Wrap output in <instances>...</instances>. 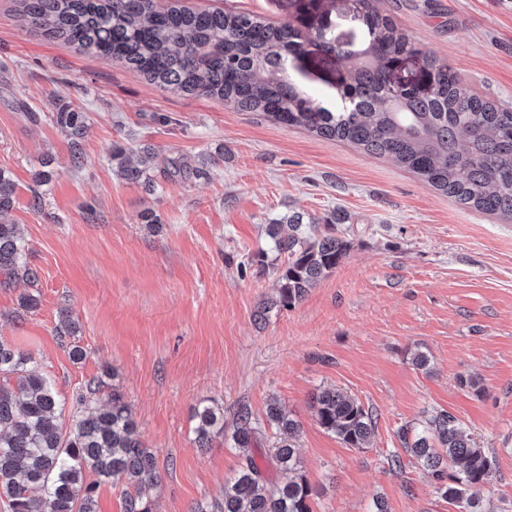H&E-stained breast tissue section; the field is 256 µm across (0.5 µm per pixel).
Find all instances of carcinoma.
<instances>
[{
    "label": "carcinoma",
    "instance_id": "carcinoma-1",
    "mask_svg": "<svg viewBox=\"0 0 512 512\" xmlns=\"http://www.w3.org/2000/svg\"><path fill=\"white\" fill-rule=\"evenodd\" d=\"M32 26L77 48L110 57L149 81L188 95L218 99L238 111L262 112L331 141L388 156L448 195L459 205L512 223V109L462 84L447 64L431 56L426 68L434 91H394L388 64L415 44L378 0H358L369 38L347 56L344 94L356 111L332 112L288 81L287 60L309 45L325 54L332 43H314L311 0H290L295 23L275 25L247 13L193 11L163 0H19ZM69 132L74 163L81 159L78 138L86 127L81 112L56 113ZM112 160L126 180H138L154 156L142 150L130 166L125 149ZM15 203V183L0 168V283L22 286L26 311L39 305L27 287L38 279L28 262V243L18 225L4 220ZM265 233L287 265L278 276L271 305L292 307L346 257L350 244L293 213L266 225ZM29 354L0 339V498L10 512H97L103 483L120 486L124 512H154L143 487L158 486L156 460L138 431L132 409L116 386L86 415L63 430L66 402L54 382L28 368ZM317 424L349 448H363L375 433L372 412L354 396L319 388L310 398ZM195 442L208 448L224 436V409L209 399L194 408ZM281 435L278 446L257 462L266 427ZM301 424L275 398L265 418L238 415L230 436L243 448L224 495L198 512H311L310 484L301 474L295 448ZM402 447L433 478L437 497L458 512H493L484 485L497 466L495 453L476 445L463 423L441 410L418 425L398 431ZM97 480L86 482V475Z\"/></svg>",
    "mask_w": 512,
    "mask_h": 512
}]
</instances>
